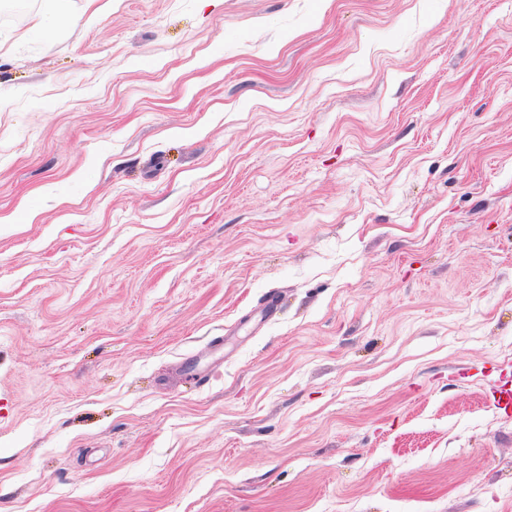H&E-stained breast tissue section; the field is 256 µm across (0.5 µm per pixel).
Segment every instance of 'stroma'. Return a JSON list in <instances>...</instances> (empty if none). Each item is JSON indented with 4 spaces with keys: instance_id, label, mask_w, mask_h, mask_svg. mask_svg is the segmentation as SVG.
<instances>
[{
    "instance_id": "obj_1",
    "label": "stroma",
    "mask_w": 512,
    "mask_h": 512,
    "mask_svg": "<svg viewBox=\"0 0 512 512\" xmlns=\"http://www.w3.org/2000/svg\"><path fill=\"white\" fill-rule=\"evenodd\" d=\"M44 4L0 21V512H512V0Z\"/></svg>"
}]
</instances>
